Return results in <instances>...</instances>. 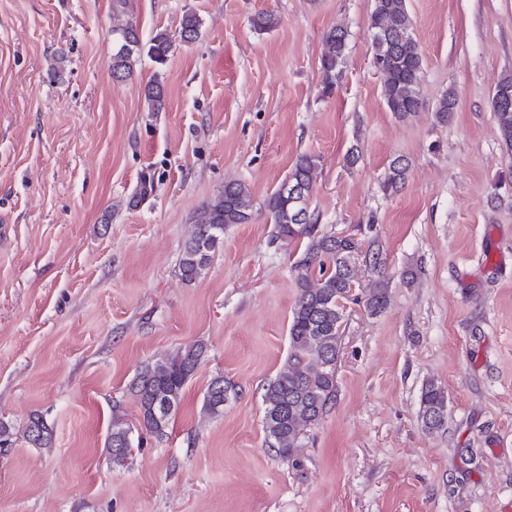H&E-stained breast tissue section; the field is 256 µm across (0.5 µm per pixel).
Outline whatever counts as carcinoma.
Masks as SVG:
<instances>
[{"label": "carcinoma", "mask_w": 512, "mask_h": 512, "mask_svg": "<svg viewBox=\"0 0 512 512\" xmlns=\"http://www.w3.org/2000/svg\"><path fill=\"white\" fill-rule=\"evenodd\" d=\"M128 0H113L112 32L121 40L112 75L130 76L132 59L147 53L157 63L168 57L172 43L160 31L149 41H141L137 30L125 20ZM368 29L372 37V63L379 74L387 109L404 120L418 112L423 56L413 35V22L407 0H373ZM348 47V31L337 25L325 36V50L320 60L323 93L336 86L341 77ZM164 88L159 82L149 86L145 99L151 112L164 109ZM458 96L446 91L436 106V119L448 122L456 112ZM492 110L500 138L512 153V97L501 104L492 99ZM319 159L306 154L297 158L286 177L298 188L291 194L276 190L263 202V208L275 226L276 237L307 239V245L295 268L298 271L299 296L288 323V357L284 368L265 388L263 428L270 447L279 457L296 461L304 447L306 431L316 424L336 397V364L341 351L340 328L343 308L355 275L357 244L347 236L318 233L319 217L310 209V194L316 181ZM409 164L395 158L383 182L384 192L395 193L405 183ZM253 196L241 181H229L195 216V230L185 242L178 264L180 278L191 283L207 269L216 249L223 244L224 230L233 224L248 223L253 214ZM318 275H311L313 267ZM388 305V288L377 281L365 293L364 307L375 315ZM203 346L186 347L173 357L147 364L130 385L138 408L137 425L112 422L105 440L108 450L134 447L133 432L140 428L161 439L181 403L184 388L195 373ZM228 386L224 378H214L204 396L203 408L209 415L224 411ZM447 409L445 391L433 382L422 387L420 417L426 430L444 427ZM50 429L40 416L29 418L24 429L26 441L35 448L48 445Z\"/></svg>", "instance_id": "1"}]
</instances>
